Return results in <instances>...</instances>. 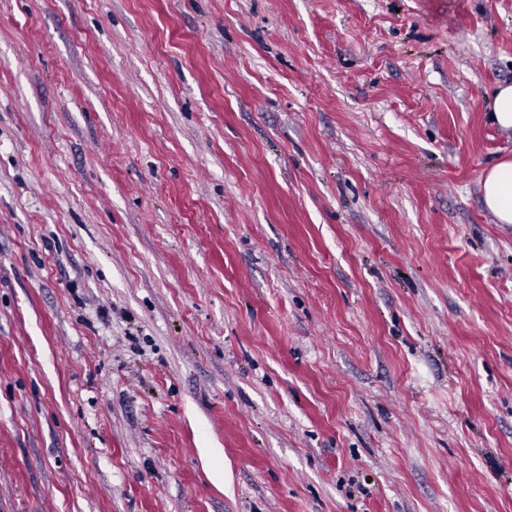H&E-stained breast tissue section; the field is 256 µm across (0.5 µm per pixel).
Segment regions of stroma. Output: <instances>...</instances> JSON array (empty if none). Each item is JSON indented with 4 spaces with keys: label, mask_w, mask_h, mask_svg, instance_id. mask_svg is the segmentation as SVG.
<instances>
[{
    "label": "stroma",
    "mask_w": 512,
    "mask_h": 512,
    "mask_svg": "<svg viewBox=\"0 0 512 512\" xmlns=\"http://www.w3.org/2000/svg\"><path fill=\"white\" fill-rule=\"evenodd\" d=\"M512 0H0V512H512ZM488 113L492 123L505 131H512V84L498 88ZM485 207L500 224H512V159L493 165L481 182Z\"/></svg>",
    "instance_id": "obj_1"
}]
</instances>
